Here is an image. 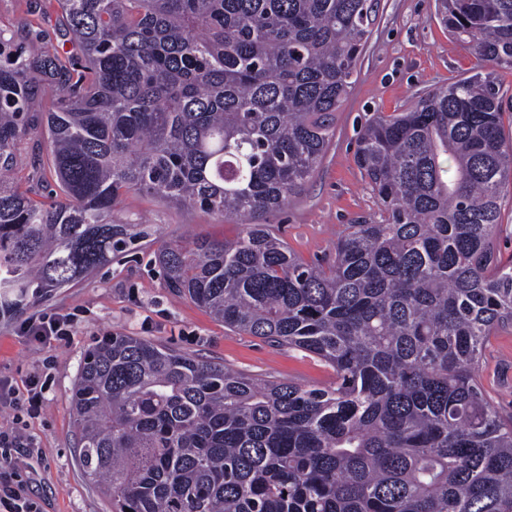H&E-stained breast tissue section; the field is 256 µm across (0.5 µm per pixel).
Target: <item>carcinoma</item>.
Returning a JSON list of instances; mask_svg holds the SVG:
<instances>
[{
  "mask_svg": "<svg viewBox=\"0 0 512 512\" xmlns=\"http://www.w3.org/2000/svg\"><path fill=\"white\" fill-rule=\"evenodd\" d=\"M56 3L69 52L41 11L0 35V316L138 251L150 225L119 218L138 193L238 222L231 241L159 246L165 288L335 376L264 382L105 338L72 407L80 468L112 512H512V420L478 375L512 324V260L495 244L512 137L494 82L512 68V0H435L477 71L366 124L355 160L382 219L343 225L321 263L262 220L322 159L374 0ZM32 138L48 168L7 184Z\"/></svg>",
  "mask_w": 512,
  "mask_h": 512,
  "instance_id": "obj_1",
  "label": "carcinoma"
}]
</instances>
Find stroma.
Here are the masks:
<instances>
[{
  "mask_svg": "<svg viewBox=\"0 0 512 512\" xmlns=\"http://www.w3.org/2000/svg\"><path fill=\"white\" fill-rule=\"evenodd\" d=\"M372 33L344 105L333 114L334 136L320 164L287 206L270 216L290 247L306 262L329 258L343 224L380 220L378 198L354 160L357 134L376 113L411 108L428 91L471 75L475 58L435 15L434 0H375ZM130 219L156 225L155 243H181L199 235L234 238L231 219L204 209L166 206L131 194L123 203ZM58 311L73 317L66 340L41 343L22 335L19 323L0 318V378L24 389L43 387L37 416L16 415L0 404V426L19 424L26 447L11 452L14 483L23 486L39 512H110L100 488L87 480L76 459L72 390L86 349L115 333L224 364L261 380L326 388L332 370L296 349L235 333L204 308L164 288L150 252L105 265L79 285L34 304L30 315ZM486 394L503 416L512 415V325L491 336L480 361Z\"/></svg>",
  "mask_w": 512,
  "mask_h": 512,
  "instance_id": "35a3bbf8",
  "label": "stroma"
}]
</instances>
